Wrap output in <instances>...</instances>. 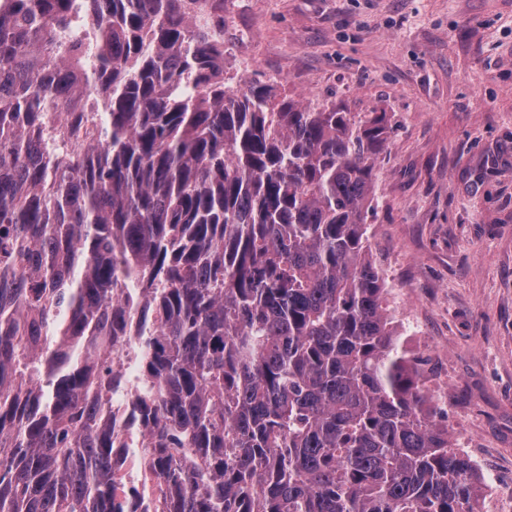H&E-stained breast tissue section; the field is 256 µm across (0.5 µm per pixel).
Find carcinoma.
I'll return each mask as SVG.
<instances>
[{"label":"carcinoma","instance_id":"obj_1","mask_svg":"<svg viewBox=\"0 0 512 512\" xmlns=\"http://www.w3.org/2000/svg\"><path fill=\"white\" fill-rule=\"evenodd\" d=\"M385 114L224 76V0H0V512H474L364 213ZM135 334L136 332H133L123 343L112 346V353L109 355L112 368L122 370L127 378L126 385L123 388L112 391V411L119 410L113 418L112 427L117 439L129 447L128 453L134 454L141 459L145 453L146 438L135 425L130 424L128 410L123 411V409L131 405L134 392L143 383L142 379L135 372L138 356ZM117 474L122 477V483L129 494L132 489L138 491L137 506L134 510L136 512H155L153 511V502L158 496V490L150 483L145 485L144 471L123 466Z\"/></svg>","mask_w":512,"mask_h":512}]
</instances>
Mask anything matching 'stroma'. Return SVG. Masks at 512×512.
Listing matches in <instances>:
<instances>
[{
	"label": "stroma",
	"mask_w": 512,
	"mask_h": 512,
	"mask_svg": "<svg viewBox=\"0 0 512 512\" xmlns=\"http://www.w3.org/2000/svg\"><path fill=\"white\" fill-rule=\"evenodd\" d=\"M224 71L386 113L371 255L492 512L512 487V0H224Z\"/></svg>",
	"instance_id": "stroma-1"
}]
</instances>
